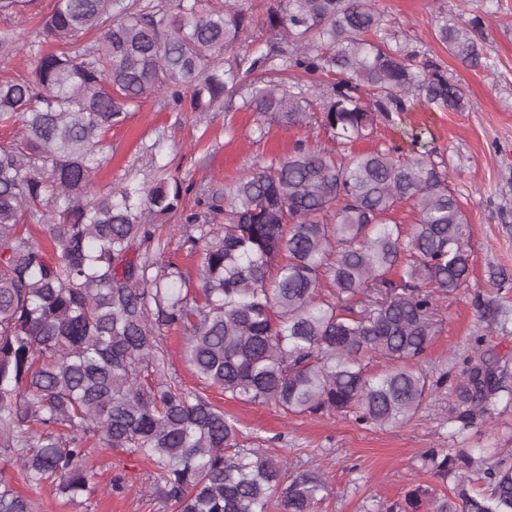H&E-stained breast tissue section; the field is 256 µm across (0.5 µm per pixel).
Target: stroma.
Returning a JSON list of instances; mask_svg holds the SVG:
<instances>
[{"instance_id": "obj_1", "label": "stroma", "mask_w": 512, "mask_h": 512, "mask_svg": "<svg viewBox=\"0 0 512 512\" xmlns=\"http://www.w3.org/2000/svg\"><path fill=\"white\" fill-rule=\"evenodd\" d=\"M403 40L446 70L464 88L466 111L433 112L424 107L378 127L375 137L356 142L354 151L384 145L407 147L411 130L434 159L445 160L448 187L471 225V274L467 287L438 303L442 331L421 367L439 380L432 399L407 424L361 426L336 413L286 415L272 405H248L225 398L200 384L181 356L183 336L166 337L168 373L224 409L251 435L262 452L283 457L293 473L320 470L330 494L319 512H389L416 487L435 495L448 490L426 459L432 448H470L485 465H512V405L498 406L484 421L454 433L449 416L455 388L468 360L489 353L512 370V0H373ZM481 18L491 69L462 64L437 40L434 19ZM112 159L94 179V192L132 182L179 183L184 210L204 209L208 196L222 192L247 174L255 160L284 157L296 141L322 147L331 142L319 121L296 129L278 126L259 131L254 112L219 103L193 112L154 93L133 108L128 119L106 133ZM165 255L196 277L201 256L190 252L179 214L160 220ZM499 308L497 326L480 321V302ZM84 466L94 490L71 498L50 491L34 494L39 512H167L148 497L153 466L119 449L89 448Z\"/></svg>"}]
</instances>
